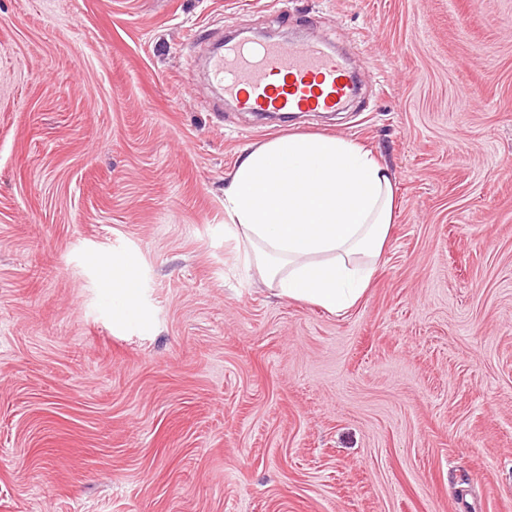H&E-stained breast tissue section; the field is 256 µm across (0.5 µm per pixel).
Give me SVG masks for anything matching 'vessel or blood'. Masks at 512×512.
<instances>
[{
  "instance_id": "1",
  "label": "vessel or blood",
  "mask_w": 512,
  "mask_h": 512,
  "mask_svg": "<svg viewBox=\"0 0 512 512\" xmlns=\"http://www.w3.org/2000/svg\"><path fill=\"white\" fill-rule=\"evenodd\" d=\"M209 71L225 96L244 112H336L355 87L347 60L318 43L285 46L242 37L226 41ZM274 75L282 85L271 84Z\"/></svg>"
}]
</instances>
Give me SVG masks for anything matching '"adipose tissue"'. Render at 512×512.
Returning <instances> with one entry per match:
<instances>
[{
  "label": "adipose tissue",
  "mask_w": 512,
  "mask_h": 512,
  "mask_svg": "<svg viewBox=\"0 0 512 512\" xmlns=\"http://www.w3.org/2000/svg\"><path fill=\"white\" fill-rule=\"evenodd\" d=\"M395 195L362 144L326 134L267 140L238 160L224 188L226 230L245 268L278 296L340 315L364 296L387 242ZM113 277L116 322L140 318V288Z\"/></svg>",
  "instance_id": "ef3b65f1"
}]
</instances>
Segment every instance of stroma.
<instances>
[{
  "instance_id": "35a3bbf8",
  "label": "stroma",
  "mask_w": 512,
  "mask_h": 512,
  "mask_svg": "<svg viewBox=\"0 0 512 512\" xmlns=\"http://www.w3.org/2000/svg\"><path fill=\"white\" fill-rule=\"evenodd\" d=\"M241 25L342 51L359 105L236 111L205 57ZM291 133L394 183L342 316L224 233ZM0 512H512V0H0ZM116 268L123 269L125 271L131 270V263L124 260L113 263L112 291L113 293H116V299L118 301L117 305H115L113 309V318L118 323H127L134 319H140L139 284L132 274L121 277L115 276L113 271Z\"/></svg>"
}]
</instances>
